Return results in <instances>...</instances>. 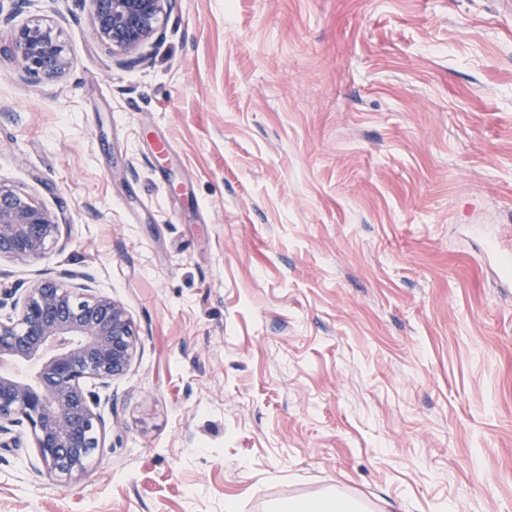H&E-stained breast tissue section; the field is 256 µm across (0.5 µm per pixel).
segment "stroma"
Returning <instances> with one entry per match:
<instances>
[{"label":"stroma","mask_w":512,"mask_h":512,"mask_svg":"<svg viewBox=\"0 0 512 512\" xmlns=\"http://www.w3.org/2000/svg\"><path fill=\"white\" fill-rule=\"evenodd\" d=\"M0 52V182L137 331L85 473L0 448V512H512V0H176L122 67L74 0ZM171 150L155 160L152 143ZM1 15L0 6V47L2 41L8 43L24 72L35 78L54 79L70 67L71 61L56 26L40 19L17 26L12 24L10 15L3 19ZM289 511L299 512H351L354 505L332 494H325L315 497L294 507Z\"/></svg>","instance_id":"1"}]
</instances>
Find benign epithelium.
I'll return each instance as SVG.
<instances>
[{
  "label": "benign epithelium",
  "instance_id": "benign-epithelium-1",
  "mask_svg": "<svg viewBox=\"0 0 512 512\" xmlns=\"http://www.w3.org/2000/svg\"><path fill=\"white\" fill-rule=\"evenodd\" d=\"M94 37L121 65L152 55L163 19L176 0H76ZM8 43L24 72L54 79L71 65L61 33L40 19L21 25L0 18V42ZM63 237V225L25 194L0 183V258L31 263ZM71 273L39 280L21 304L0 315V362L30 363L23 378L0 374V447L16 448L30 433L46 477L79 478L103 450L106 422L97 412L103 388L126 373L136 351V331L125 308L107 295L81 300Z\"/></svg>",
  "mask_w": 512,
  "mask_h": 512
}]
</instances>
